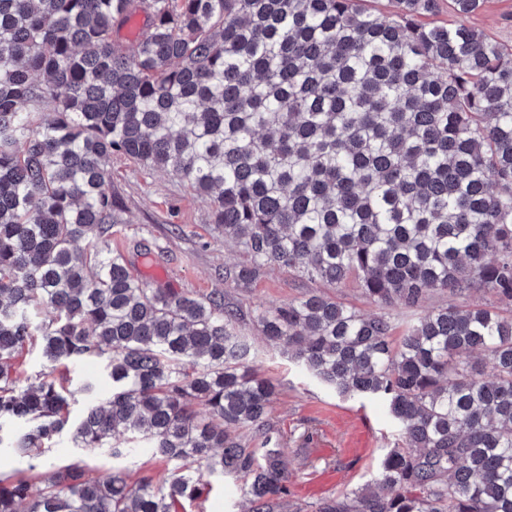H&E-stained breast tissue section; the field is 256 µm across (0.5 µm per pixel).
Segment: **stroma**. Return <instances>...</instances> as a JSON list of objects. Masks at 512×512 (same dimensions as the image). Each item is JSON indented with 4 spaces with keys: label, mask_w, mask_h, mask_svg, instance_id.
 Wrapping results in <instances>:
<instances>
[{
    "label": "stroma",
    "mask_w": 512,
    "mask_h": 512,
    "mask_svg": "<svg viewBox=\"0 0 512 512\" xmlns=\"http://www.w3.org/2000/svg\"><path fill=\"white\" fill-rule=\"evenodd\" d=\"M468 23L502 45L512 46V0H484ZM112 189L122 201L123 221L112 229L111 246L125 254L135 276L199 295L220 291L225 303L239 310L238 329L251 346L249 365L277 387L268 420L288 448L290 502L299 512H313L318 497L304 493L303 488L330 470L342 475L341 481L328 489L331 497L370 481L386 449L394 447L399 438L384 402L339 396L283 350L268 345L250 316L256 308L312 293L366 314L377 313V305L366 299L355 283L334 288L277 269L267 270L247 288L226 280L225 269L244 262L245 257L217 229L209 200L194 193L176 173L143 169L116 156L112 159ZM362 414L369 418L374 434L364 454L351 458L344 447L356 439V422ZM86 462L98 474L124 469L135 478L150 476L157 484L167 475L164 465L146 454L116 460L102 453L87 456ZM242 484L235 476L213 480L205 498L182 502L177 512H248Z\"/></svg>",
    "instance_id": "obj_1"
}]
</instances>
